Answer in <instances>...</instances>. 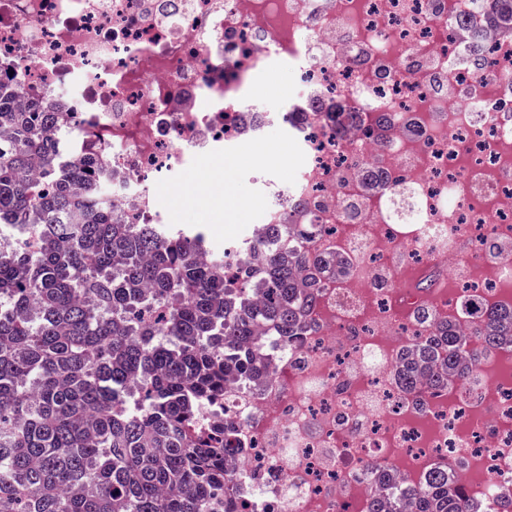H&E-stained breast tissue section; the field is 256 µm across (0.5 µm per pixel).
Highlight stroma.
<instances>
[{"instance_id": "stroma-1", "label": "stroma", "mask_w": 512, "mask_h": 512, "mask_svg": "<svg viewBox=\"0 0 512 512\" xmlns=\"http://www.w3.org/2000/svg\"><path fill=\"white\" fill-rule=\"evenodd\" d=\"M256 165L264 167L267 176L287 180L299 167L300 158L286 152L282 136L274 132L237 154L203 161L188 176L186 190L175 198L176 223L201 229L212 250L233 243L262 208L248 175Z\"/></svg>"}]
</instances>
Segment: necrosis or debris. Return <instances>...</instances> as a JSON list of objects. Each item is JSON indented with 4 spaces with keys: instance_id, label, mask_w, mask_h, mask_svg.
<instances>
[{
    "instance_id": "obj_1",
    "label": "necrosis or debris",
    "mask_w": 512,
    "mask_h": 512,
    "mask_svg": "<svg viewBox=\"0 0 512 512\" xmlns=\"http://www.w3.org/2000/svg\"><path fill=\"white\" fill-rule=\"evenodd\" d=\"M281 61L300 94L245 103ZM0 75L76 128L124 224L171 223L150 178L272 131L298 152L251 237L322 225L305 248L349 272L320 288L313 332L264 337L267 376L201 412L237 435L240 512H372L436 472L478 512L512 496V349L462 388L397 376L422 312L464 329L512 309V28L490 0H0Z\"/></svg>"
}]
</instances>
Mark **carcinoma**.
<instances>
[{
  "label": "carcinoma",
  "mask_w": 512,
  "mask_h": 512,
  "mask_svg": "<svg viewBox=\"0 0 512 512\" xmlns=\"http://www.w3.org/2000/svg\"><path fill=\"white\" fill-rule=\"evenodd\" d=\"M55 113L19 105L0 80V232L50 235L0 247V512H201L235 491L224 457L232 428L197 421L232 376L265 370L255 332H311L304 311L344 262L260 246L249 280L224 281V256L203 265V232L176 224H115L110 175L69 163ZM512 344V310L467 336L450 324L416 345L404 385L467 383L480 355ZM141 385L142 410L118 398ZM373 512H475L462 480L439 476L413 498Z\"/></svg>",
  "instance_id": "carcinoma-1"
}]
</instances>
